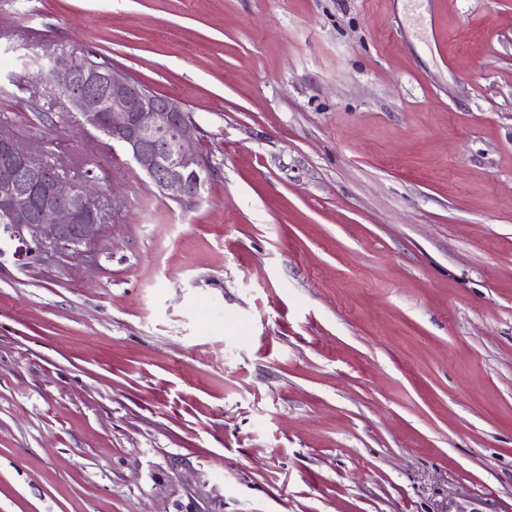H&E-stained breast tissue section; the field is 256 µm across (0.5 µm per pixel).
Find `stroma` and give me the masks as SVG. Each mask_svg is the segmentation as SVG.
<instances>
[{
    "label": "stroma",
    "instance_id": "35a3bbf8",
    "mask_svg": "<svg viewBox=\"0 0 512 512\" xmlns=\"http://www.w3.org/2000/svg\"><path fill=\"white\" fill-rule=\"evenodd\" d=\"M82 49L200 200L37 81ZM1 120L107 223L0 255V512H512V0H0ZM89 56L60 55L44 67L48 83L78 112L84 126L121 144L159 193L179 205L200 197V181L209 176V159L200 150L202 130L182 104L159 101L149 85L116 66L112 58L86 49Z\"/></svg>",
    "mask_w": 512,
    "mask_h": 512
}]
</instances>
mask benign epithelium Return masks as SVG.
I'll list each match as a JSON object with an SVG mask.
<instances>
[{"label": "benign epithelium", "mask_w": 512, "mask_h": 512, "mask_svg": "<svg viewBox=\"0 0 512 512\" xmlns=\"http://www.w3.org/2000/svg\"><path fill=\"white\" fill-rule=\"evenodd\" d=\"M45 70L47 81L82 116L84 126L120 143L163 197L180 205L200 197V181L209 175L210 162L200 150V126L178 100L160 101L149 85L125 69L104 71L88 56L60 55ZM44 179V167L32 150L1 125L0 217L16 242L19 260L47 246L85 243L102 230L95 184L77 191L57 176L49 192L29 205L22 199L20 181L35 186Z\"/></svg>", "instance_id": "1"}]
</instances>
